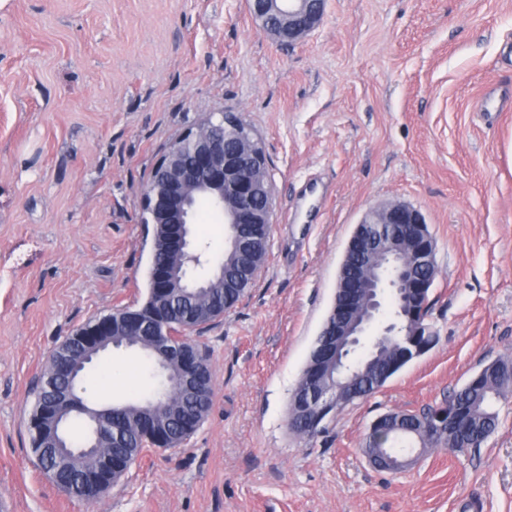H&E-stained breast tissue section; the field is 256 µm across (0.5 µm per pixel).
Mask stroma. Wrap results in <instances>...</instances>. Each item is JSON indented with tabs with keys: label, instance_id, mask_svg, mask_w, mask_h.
Instances as JSON below:
<instances>
[{
	"label": "stroma",
	"instance_id": "1",
	"mask_svg": "<svg viewBox=\"0 0 512 512\" xmlns=\"http://www.w3.org/2000/svg\"><path fill=\"white\" fill-rule=\"evenodd\" d=\"M248 123L271 163L275 224L248 298L204 332L212 407L90 505L43 473L27 419L52 349L145 295L141 192L207 116ZM426 216L438 343L307 441L288 399L362 215ZM512 354V0H329L288 46L246 0H0V498L16 512H512V396L477 451L373 468L391 410L441 404ZM90 368L93 404L136 396L134 349Z\"/></svg>",
	"mask_w": 512,
	"mask_h": 512
}]
</instances>
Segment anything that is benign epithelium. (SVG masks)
I'll use <instances>...</instances> for the list:
<instances>
[{"label": "benign epithelium", "instance_id": "1", "mask_svg": "<svg viewBox=\"0 0 512 512\" xmlns=\"http://www.w3.org/2000/svg\"><path fill=\"white\" fill-rule=\"evenodd\" d=\"M328 0H248L251 14L279 42L292 44L308 35L322 21ZM207 199L221 222L255 227L274 224V183L270 164L253 131L233 117L217 123L205 120L173 142L157 161L152 179L142 193L144 222L166 225L163 239L172 264L154 271L155 304L147 311H129L123 319L130 345L151 350L170 367L167 378L202 409L206 397L204 364L195 348L174 338L169 329L168 291L172 288H201L203 284L180 279L184 270L203 265L202 252L193 247L191 228L197 207ZM424 214L402 202L379 205L364 214L351 234L340 265V276L332 309L319 332L313 349L314 376L291 394L294 408L312 416L314 425L326 422L323 415L355 398L354 382L365 370L351 363V353L365 332L379 320L380 309L389 296L409 290L414 309L410 315L414 335H434L428 318L422 316L425 299L433 281L420 270L434 265L435 244L425 230ZM224 245L237 247L243 255V275L251 273L260 253L258 239L224 234ZM112 320L100 318L86 323L65 337L50 357L52 375L58 381L49 387L46 400L29 417V426L41 443L36 457L44 473L58 481L62 470L84 469L85 481L93 491L106 495L112 486V455L101 452V437L112 432L108 417L87 416L90 436L81 448L69 443L67 427L75 414L82 413L77 372L92 361L112 335ZM177 418L173 408L166 419L150 415L139 423L165 449L168 425ZM377 467L400 469L413 462L396 455L378 457L366 453Z\"/></svg>", "mask_w": 512, "mask_h": 512}]
</instances>
